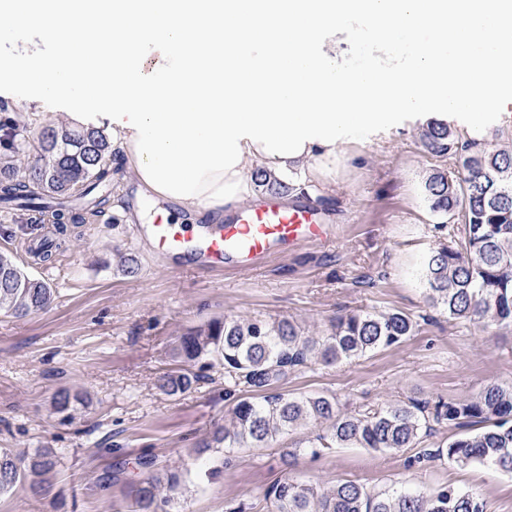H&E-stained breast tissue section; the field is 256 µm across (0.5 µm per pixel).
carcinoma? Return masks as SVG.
<instances>
[{"label":"carcinoma","mask_w":512,"mask_h":512,"mask_svg":"<svg viewBox=\"0 0 512 512\" xmlns=\"http://www.w3.org/2000/svg\"><path fill=\"white\" fill-rule=\"evenodd\" d=\"M12 139L37 143L39 159L19 168L10 156L0 162V203L50 213L63 232L82 224L81 210L101 208L112 188V149L106 134L97 129L9 124ZM432 153L452 154L463 170L456 180L436 171L425 181L432 211L461 222L448 244L431 250L423 260L428 299L448 317L477 323L512 325V149L487 151L474 141L458 145L447 123L434 120L422 133ZM52 288L27 273L13 258L0 253V311L17 317L47 308ZM417 322L402 312L350 314L336 319L330 332L309 337L291 321L261 319L212 320L181 336L177 357L209 365L218 360L224 383L242 387L232 409L230 426L214 433L201 446L212 448L268 447L279 436L299 426L329 422L328 430L308 441L311 455L329 448L359 447L375 451L413 448L444 421L465 429L438 455L458 465L478 463L512 473V388L486 385L466 403L411 400L367 408L355 415L338 412L335 400L321 395L278 392L274 386L288 370L317 359L325 364L362 357L390 347L413 335ZM198 380L188 371L168 372L159 386L170 394L187 391ZM50 449L38 451L22 464L9 449H0V494L18 483L39 485L58 465ZM184 472L166 467L142 480L136 490L134 512H167L169 500L159 487L174 492ZM268 512H486L479 496L442 487L425 497L409 492L374 496L360 484L341 482L326 492L284 477L265 494Z\"/></svg>","instance_id":"obj_1"}]
</instances>
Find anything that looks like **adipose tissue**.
I'll use <instances>...</instances> for the list:
<instances>
[{"instance_id": "1", "label": "adipose tissue", "mask_w": 512, "mask_h": 512, "mask_svg": "<svg viewBox=\"0 0 512 512\" xmlns=\"http://www.w3.org/2000/svg\"><path fill=\"white\" fill-rule=\"evenodd\" d=\"M357 23L397 63L340 66L323 40ZM16 34L32 41L0 96L24 79L111 133L140 195L202 216L255 200L258 169L329 185L347 145L405 116L478 137L512 105V0H0V35Z\"/></svg>"}]
</instances>
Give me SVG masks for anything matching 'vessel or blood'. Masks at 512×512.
<instances>
[{
  "instance_id": "b4317fda",
  "label": "vessel or blood",
  "mask_w": 512,
  "mask_h": 512,
  "mask_svg": "<svg viewBox=\"0 0 512 512\" xmlns=\"http://www.w3.org/2000/svg\"><path fill=\"white\" fill-rule=\"evenodd\" d=\"M151 218L144 233L158 258L178 256L210 269H249L272 254L335 237L326 210L305 198L284 204L269 197L221 224H179L165 207L153 208Z\"/></svg>"
}]
</instances>
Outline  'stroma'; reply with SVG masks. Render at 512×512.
<instances>
[{
  "instance_id": "obj_1",
  "label": "stroma",
  "mask_w": 512,
  "mask_h": 512,
  "mask_svg": "<svg viewBox=\"0 0 512 512\" xmlns=\"http://www.w3.org/2000/svg\"><path fill=\"white\" fill-rule=\"evenodd\" d=\"M7 104L21 124L68 120L53 99L32 103L23 83ZM427 124L412 116L350 145L360 160L339 170L330 187L286 179L280 199L304 196L330 209L336 237L250 270H190L181 259L158 260L125 215L149 207L128 173L116 186L123 212L87 215L63 239L40 213L0 207V252L54 293L48 308L25 317L0 312V448L27 456L49 448L59 458L41 492L19 484L0 495V512H130L146 458L187 469L171 495L173 512H227L242 501L266 512V489L287 476L320 491L353 481L374 494L411 489L427 496L451 486L479 495L487 512H512V474L435 457L438 445L458 435L454 425L433 426L417 447L396 452L303 451L286 471L281 446L315 438L321 425L297 428L268 448L201 454L198 446L229 424L238 399L225 389L222 366L200 370L176 396L158 382L175 367L177 339L214 319L287 318L316 337L339 315L399 310L417 320L413 336L336 365L309 361L290 370L279 390L332 397L352 414L412 399L466 402L488 384L512 387V326L451 319L427 299L421 262L447 242L449 218L430 209L424 183L436 171L462 174L452 158L424 147ZM43 240L58 247L40 263L28 249ZM130 255L139 265L133 276L121 266ZM61 391L71 400L65 415L53 403Z\"/></svg>"
}]
</instances>
